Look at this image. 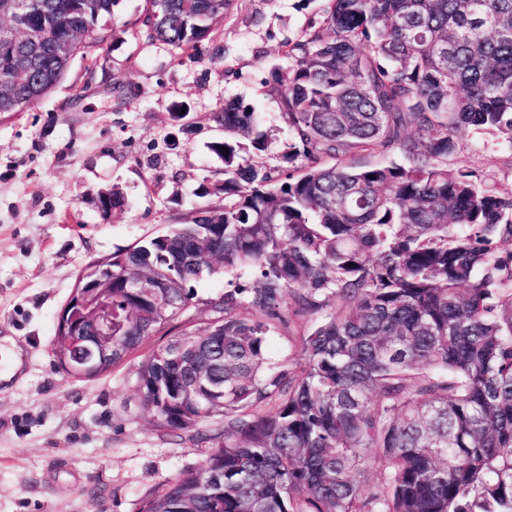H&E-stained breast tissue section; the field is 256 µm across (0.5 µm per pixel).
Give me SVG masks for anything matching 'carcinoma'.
Masks as SVG:
<instances>
[{"mask_svg":"<svg viewBox=\"0 0 512 512\" xmlns=\"http://www.w3.org/2000/svg\"><path fill=\"white\" fill-rule=\"evenodd\" d=\"M26 26L75 54L107 38L118 0H20ZM232 0H145L150 39L183 51L206 40ZM266 94L291 131L285 177L259 173L255 113L229 101L208 145L224 178L203 179L187 224L101 262L112 364L180 325L191 283L221 265L217 321L159 344L138 373L158 426L222 425L204 467L164 483L139 512H512V195L448 167L460 137L491 130L512 149V0H327L285 45ZM0 44V112H22L69 63ZM384 152L408 161L358 167ZM107 214L124 204L101 194ZM144 280L149 294L131 284ZM332 308L274 360L287 312ZM249 316L239 315L240 309ZM73 350L57 329L55 366ZM381 471L364 490L365 466Z\"/></svg>","mask_w":512,"mask_h":512,"instance_id":"obj_1","label":"carcinoma"}]
</instances>
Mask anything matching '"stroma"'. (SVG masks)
I'll list each match as a JSON object with an SVG mask.
<instances>
[{
    "instance_id": "stroma-1",
    "label": "stroma",
    "mask_w": 512,
    "mask_h": 512,
    "mask_svg": "<svg viewBox=\"0 0 512 512\" xmlns=\"http://www.w3.org/2000/svg\"><path fill=\"white\" fill-rule=\"evenodd\" d=\"M325 0H233L198 50L148 39L144 0H119L108 38L22 112L0 115V512H137L155 487L199 470L204 434L157 425L137 388L152 337L98 376L53 364L58 316L88 264L185 223L202 180L223 164L212 115L253 106L267 132L259 171L288 169L291 142L271 64L318 19ZM449 166L512 194V150L471 131ZM124 206L103 213L99 197Z\"/></svg>"
}]
</instances>
